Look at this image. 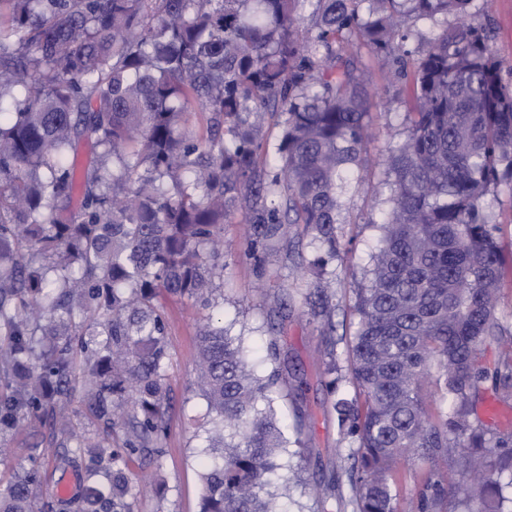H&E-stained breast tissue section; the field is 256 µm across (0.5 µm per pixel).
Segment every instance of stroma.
<instances>
[{
  "label": "stroma",
  "mask_w": 512,
  "mask_h": 512,
  "mask_svg": "<svg viewBox=\"0 0 512 512\" xmlns=\"http://www.w3.org/2000/svg\"><path fill=\"white\" fill-rule=\"evenodd\" d=\"M472 19L477 24L491 22L493 47L502 62L503 79L512 84V0H488L487 7L473 13ZM357 75L373 92L369 112L376 135L367 143L366 153L377 161L385 156L388 145L403 135L406 110L403 84L396 79L392 64L365 50L358 58ZM385 178V169L376 164L365 181L350 183L345 205L354 221L338 226L340 246L328 264L329 288L338 304L334 321L339 337L336 361L341 366L346 363L344 336L352 331L349 312L352 288L364 276L369 256L379 239L375 223L388 208L390 190ZM224 240L223 302L207 311L187 298L166 302L170 317L167 374L171 406L160 462L137 463L132 467L133 480L143 490L139 512H199L203 455L196 419L205 411L196 368V333L200 322L208 316L223 321L230 335L243 338L258 370H266L269 310L263 299L282 293L291 296L292 308L279 335L281 361L288 370L286 388L298 395L304 413L306 442L298 461L299 480L289 485L283 503L286 512H322L320 502L307 494L305 486L330 476L339 490L349 488L350 462L341 452L351 448L352 443L340 433L331 405L335 396L352 395L353 389L344 380L337 383L335 390L326 387L319 354L321 338L310 323L303 303L302 294L308 283L296 270L298 263L312 258L314 249L306 236L289 226L270 242L259 263L245 255L244 223L225 225ZM50 432L48 422L41 420L11 432L8 441L13 453L9 460L0 462V480L9 481L16 469L28 464L33 438Z\"/></svg>",
  "instance_id": "1"
}]
</instances>
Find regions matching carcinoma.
Wrapping results in <instances>:
<instances>
[{"mask_svg":"<svg viewBox=\"0 0 512 512\" xmlns=\"http://www.w3.org/2000/svg\"><path fill=\"white\" fill-rule=\"evenodd\" d=\"M472 0H0V459L5 436L51 422L30 466L0 484V512H38L41 462L84 470L50 512H138V459L162 457L171 406L162 294L210 309L224 299V225H250L259 263L285 225L303 228L322 272L347 223L346 181L367 164L361 48L409 89L405 139L389 148V207L369 270L352 289L347 344L355 398L333 402L349 449L352 512H399L395 473L427 467L416 512H512V432L474 417L503 347L495 389L512 395V325L497 303L512 258L482 210L512 183V86ZM308 8L309 17L302 15ZM455 22L448 23V17ZM441 27L407 48L408 24ZM11 97L14 111L1 108ZM281 127L270 143L264 116ZM93 157L78 163V150ZM336 392L335 294L303 293ZM197 351L212 448L200 512H284L271 491L303 447L276 338L255 373L238 337L211 319ZM432 387L442 406L430 409ZM79 398L95 429L62 416ZM454 458L484 483L453 487Z\"/></svg>","mask_w":512,"mask_h":512,"instance_id":"1","label":"carcinoma"}]
</instances>
